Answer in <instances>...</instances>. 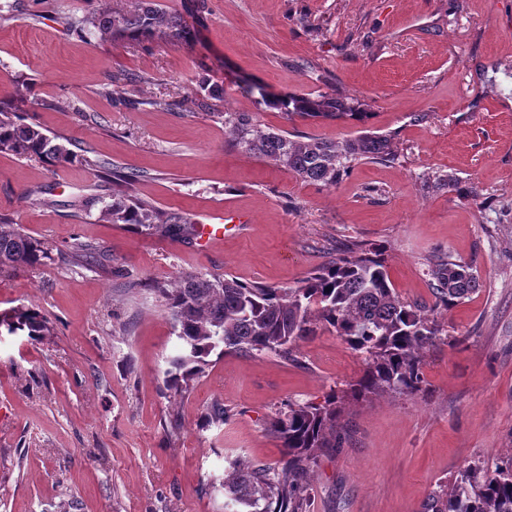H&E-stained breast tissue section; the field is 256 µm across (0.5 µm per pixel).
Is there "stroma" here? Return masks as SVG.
I'll list each match as a JSON object with an SVG mask.
<instances>
[{
  "instance_id": "stroma-1",
  "label": "stroma",
  "mask_w": 512,
  "mask_h": 512,
  "mask_svg": "<svg viewBox=\"0 0 512 512\" xmlns=\"http://www.w3.org/2000/svg\"><path fill=\"white\" fill-rule=\"evenodd\" d=\"M9 2L0 104L67 138L79 160L0 153V217L52 249L41 266L0 272V313L32 307L48 321L35 340L0 336V512H224L213 484L226 457L278 466L267 421L332 393L341 443L316 452L309 512H420L463 467L512 454V0H157L191 39L145 44L75 29L135 0ZM202 72L224 87L207 110L193 103ZM264 92L339 93L369 117L289 118ZM228 112L339 142L390 133L396 157L354 162L331 187L305 183L235 148ZM104 162L140 172L134 194L161 209L246 230L205 245L102 220L83 203L110 201ZM448 174L476 196L424 189ZM356 242L383 248L409 303L433 305L435 258L480 275L437 316L423 393L355 399L364 357L325 328L291 360L227 353L182 394L166 390L177 338L153 283L194 271L294 287ZM77 243L89 264L71 262ZM217 402L220 426L207 421Z\"/></svg>"
}]
</instances>
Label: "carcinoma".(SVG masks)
<instances>
[{
    "mask_svg": "<svg viewBox=\"0 0 512 512\" xmlns=\"http://www.w3.org/2000/svg\"><path fill=\"white\" fill-rule=\"evenodd\" d=\"M114 37L148 38L165 29L174 37L190 39L184 21L157 7L151 0L132 12L102 8L81 22L79 33L93 30ZM200 106L223 97L224 88L201 73ZM261 101L288 117L306 120L369 117L353 99L321 94L315 98L288 95ZM231 142L244 152L273 162L300 179L333 186L350 163L359 160H394L392 136L366 132L344 143L313 135L263 131L248 112L224 113ZM0 152L38 159L50 166L76 161L78 155L62 137H50L36 126L21 122L17 113L0 109ZM140 175L112 173V204L101 213L113 224H130L149 235L187 240L194 226L180 212L164 211L132 194ZM426 188L457 192L458 181L437 175ZM50 258L49 247L25 233L17 224H0V272L36 267ZM434 306L407 304L392 288L385 261L376 251L351 245L315 268L300 285L276 287L243 282L233 275L208 278L181 273L173 286L156 283L152 291L165 301L178 339L170 368L165 371L168 390L180 394L189 381L203 372L214 353L271 352L293 359L299 341L315 335L318 326L331 327L349 346L365 354L366 368L356 383L360 396L384 393L416 394L423 390L421 362L439 328L434 314L449 310L480 287L473 267L451 259L429 265ZM8 333L27 332L37 338L47 331V321L33 308L16 309L0 316ZM340 407L336 395L319 404L290 403L267 423V430L284 450L281 466L229 461L225 471L224 512H308L307 491L315 465V451L338 447ZM422 512H512V455L497 464L494 473L474 463L461 469L451 483L432 491Z\"/></svg>",
    "mask_w": 512,
    "mask_h": 512,
    "instance_id": "1",
    "label": "carcinoma"
}]
</instances>
